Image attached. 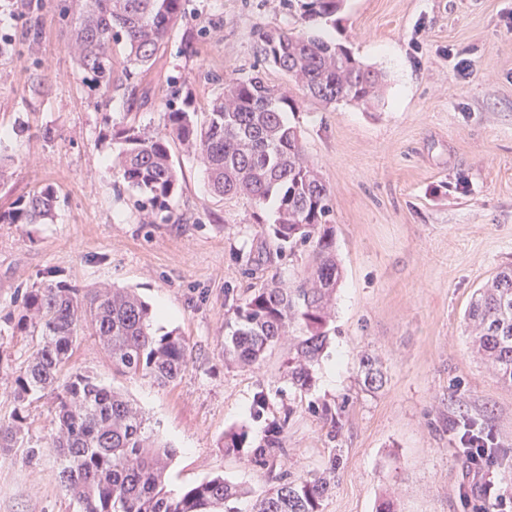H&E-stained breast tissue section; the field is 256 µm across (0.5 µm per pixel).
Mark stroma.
<instances>
[{
	"instance_id": "stroma-1",
	"label": "stroma",
	"mask_w": 512,
	"mask_h": 512,
	"mask_svg": "<svg viewBox=\"0 0 512 512\" xmlns=\"http://www.w3.org/2000/svg\"><path fill=\"white\" fill-rule=\"evenodd\" d=\"M57 0H0V154L12 156L0 179V212L53 187L48 224H0V416L3 395L35 343L18 331L25 294L45 277L92 292L128 288L157 316L156 334L176 331L190 361L174 382L122 376L98 340L86 336L72 363L123 391L176 448L166 489L179 494L215 475L250 486L241 512L271 481L249 454H225L226 430L246 426L252 443L267 417L253 418L257 393L271 411L293 409L288 453L277 468L293 477L323 471L331 447L343 462L323 512H477L492 502L512 512V388L475 356L464 321L472 294L512 265V0H346L337 27L317 33L343 43L384 76L367 107L303 99L286 113L331 192L329 224L340 279L329 344L303 398L278 397L287 343L262 368L224 364V291L279 277L294 283L312 266L311 249L276 254L269 231L274 203L214 196L201 164L174 145L176 215L138 206L115 186L112 130L135 117L158 127L178 78L191 108L205 114L224 83L260 73L272 85L285 73L264 62L261 32L295 28L286 0H188L134 92L103 100L66 50L70 26ZM41 79L43 91L33 87ZM374 355L384 386L364 391L359 358ZM342 405L336 443H328L312 402ZM482 422L503 451L487 484L473 481L448 422ZM54 453L0 462V512H79L62 486Z\"/></svg>"
}]
</instances>
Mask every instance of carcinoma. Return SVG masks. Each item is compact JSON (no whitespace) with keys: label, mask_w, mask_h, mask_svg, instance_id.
Wrapping results in <instances>:
<instances>
[{"label":"carcinoma","mask_w":512,"mask_h":512,"mask_svg":"<svg viewBox=\"0 0 512 512\" xmlns=\"http://www.w3.org/2000/svg\"><path fill=\"white\" fill-rule=\"evenodd\" d=\"M187 0H59V15L74 24L67 46L77 65L103 96L151 67L171 27L186 15ZM305 26L336 24L343 0H288ZM265 62L283 71L303 93L326 104L367 102L381 87V73L364 65L344 45L290 29L262 33ZM124 51L122 70L112 46ZM288 88L267 83L258 74L224 84L202 122L194 112L172 108L162 127L149 131L129 122L113 131L120 144L112 162L123 186L142 205L169 222V200L178 183L172 145L194 153L208 186L218 196H245L261 206L277 203L271 231L279 253L294 254L300 243L313 246L312 272L295 286L274 281L242 296L224 289L232 317L224 322V360L258 367L267 351L299 325L285 374L295 394L307 395L315 367L328 342L330 305L339 279L336 242L328 216L330 190L308 163L296 127L284 112L294 108ZM54 189L45 186L16 200L0 213L3 224H45L57 209ZM155 312L134 291L103 288L93 293L45 280L27 293L16 329L37 337L35 349L14 376L7 395L13 409L0 419V456L25 449L31 461L41 448L25 433L28 406L53 398L57 431L47 447L62 464L59 478L80 512H239L238 502L252 494L222 476L205 479L173 496L165 489L166 472L176 449L162 443L142 413L119 391L72 366L76 343L94 336L121 375H148L160 384L176 380L189 364L185 339L171 331H152ZM466 323L484 363L503 384L512 386V267L499 271L473 294ZM377 359L363 354L359 384L382 387ZM342 409L323 403L317 413L336 442ZM293 410L283 409L268 423L262 443L252 446L248 430L224 432L227 455L251 449L257 466L273 472L288 453L286 438ZM260 494L254 512H322L331 490L325 475L294 478L280 472Z\"/></svg>","instance_id":"carcinoma-1"}]
</instances>
